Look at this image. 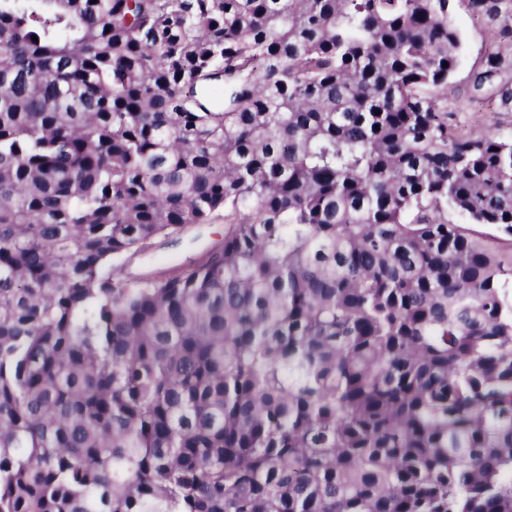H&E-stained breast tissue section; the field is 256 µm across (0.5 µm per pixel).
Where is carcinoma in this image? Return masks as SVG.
<instances>
[{
	"mask_svg": "<svg viewBox=\"0 0 512 512\" xmlns=\"http://www.w3.org/2000/svg\"><path fill=\"white\" fill-rule=\"evenodd\" d=\"M453 2L0 0V512H512V263L453 220L512 235V134L448 109ZM222 241L224 217L221 215L208 224L187 225L176 236L157 238L147 249L127 254L115 260L114 265L124 266L128 283L164 279L203 262Z\"/></svg>",
	"mask_w": 512,
	"mask_h": 512,
	"instance_id": "cac0c4a2",
	"label": "carcinoma"
}]
</instances>
